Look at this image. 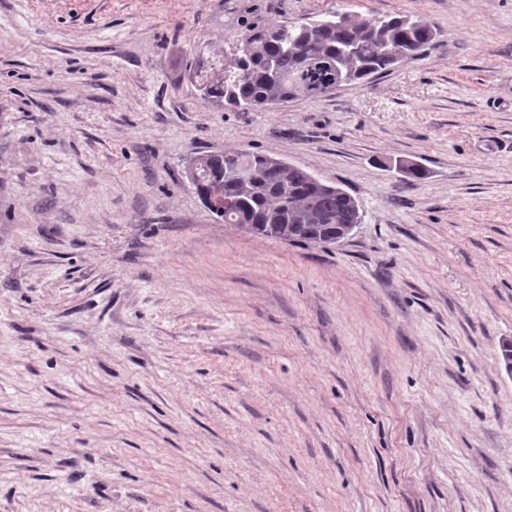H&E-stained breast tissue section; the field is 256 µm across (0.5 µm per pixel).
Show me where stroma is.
Returning <instances> with one entry per match:
<instances>
[{"instance_id":"stroma-1","label":"stroma","mask_w":512,"mask_h":512,"mask_svg":"<svg viewBox=\"0 0 512 512\" xmlns=\"http://www.w3.org/2000/svg\"><path fill=\"white\" fill-rule=\"evenodd\" d=\"M333 10L439 37L318 100L202 99L240 19ZM235 150L360 224L216 220L186 166ZM506 337L512 0H0V512H512Z\"/></svg>"}]
</instances>
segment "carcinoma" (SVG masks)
<instances>
[{
	"label": "carcinoma",
	"instance_id": "obj_1",
	"mask_svg": "<svg viewBox=\"0 0 512 512\" xmlns=\"http://www.w3.org/2000/svg\"><path fill=\"white\" fill-rule=\"evenodd\" d=\"M437 38L431 23L410 15L369 21L356 12L332 11L307 23L250 25L223 55L198 57L194 75L204 99L213 104L274 109L325 96L313 86L316 75H329L340 85L362 83L419 58ZM240 169L251 179L231 176ZM193 181L202 192L222 186L233 205L211 213L224 223L261 221L271 239L328 244L340 225L360 223L359 207L346 191L325 189L310 172L269 155L209 154L198 162Z\"/></svg>",
	"mask_w": 512,
	"mask_h": 512
}]
</instances>
